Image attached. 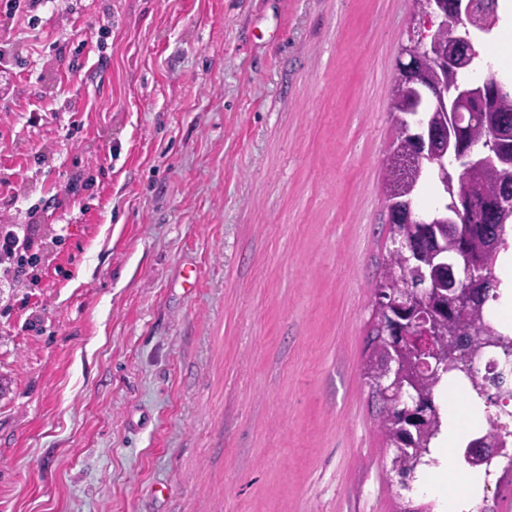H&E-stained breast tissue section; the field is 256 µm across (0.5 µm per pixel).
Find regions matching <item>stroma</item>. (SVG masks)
Masks as SVG:
<instances>
[{"label":"stroma","mask_w":512,"mask_h":512,"mask_svg":"<svg viewBox=\"0 0 512 512\" xmlns=\"http://www.w3.org/2000/svg\"><path fill=\"white\" fill-rule=\"evenodd\" d=\"M415 0H24L0 41V512H403L363 377ZM512 73V12L480 35ZM20 230L16 224H0V277L10 282L29 275L45 243L37 224Z\"/></svg>","instance_id":"stroma-1"}]
</instances>
